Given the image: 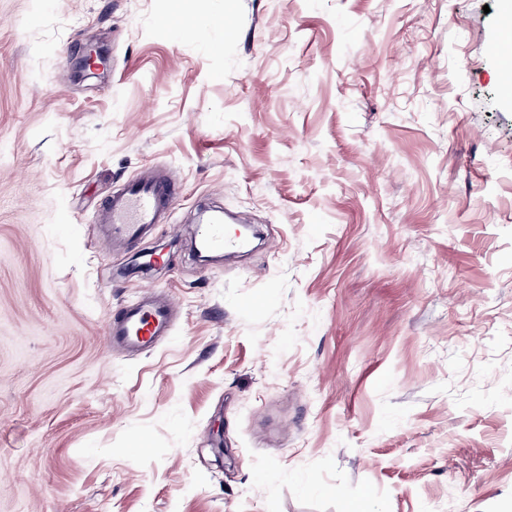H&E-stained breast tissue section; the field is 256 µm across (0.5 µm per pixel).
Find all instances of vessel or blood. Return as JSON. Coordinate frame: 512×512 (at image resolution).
Segmentation results:
<instances>
[{
	"label": "vessel or blood",
	"mask_w": 512,
	"mask_h": 512,
	"mask_svg": "<svg viewBox=\"0 0 512 512\" xmlns=\"http://www.w3.org/2000/svg\"><path fill=\"white\" fill-rule=\"evenodd\" d=\"M178 192L177 182L168 174L139 178L113 195L96 221L105 226L111 245L129 244L150 233L161 214L173 208ZM201 242L213 253L234 251L246 245L244 237L227 232L220 211L208 214ZM176 310L171 296L144 290L137 301L127 304L112 319L107 334L112 343L132 350L150 348L171 333Z\"/></svg>",
	"instance_id": "obj_1"
}]
</instances>
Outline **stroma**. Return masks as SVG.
Returning <instances> with one entry per match:
<instances>
[{"label": "stroma", "instance_id": "obj_1", "mask_svg": "<svg viewBox=\"0 0 512 512\" xmlns=\"http://www.w3.org/2000/svg\"><path fill=\"white\" fill-rule=\"evenodd\" d=\"M504 9L0 0V512H512ZM204 206L264 241L200 262ZM147 286L172 335L112 348ZM178 192L177 182L168 174L138 178L112 196L96 223L104 224L111 245H127L150 233L161 214L173 208Z\"/></svg>", "mask_w": 512, "mask_h": 512}]
</instances>
